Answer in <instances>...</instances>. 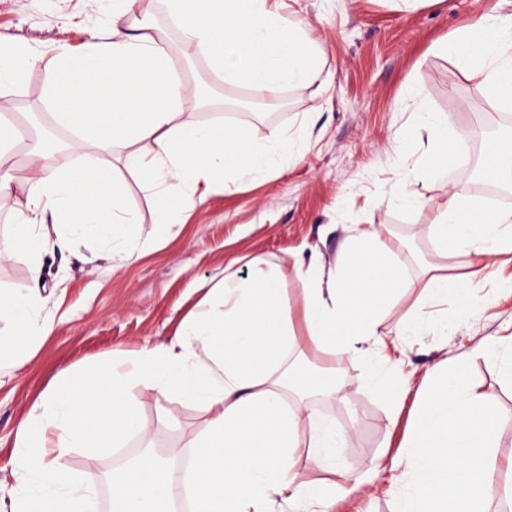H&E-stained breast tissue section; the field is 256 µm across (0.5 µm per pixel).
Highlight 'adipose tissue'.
Listing matches in <instances>:
<instances>
[{
  "label": "adipose tissue",
  "mask_w": 512,
  "mask_h": 512,
  "mask_svg": "<svg viewBox=\"0 0 512 512\" xmlns=\"http://www.w3.org/2000/svg\"><path fill=\"white\" fill-rule=\"evenodd\" d=\"M139 0H113L112 23L80 49L60 44L46 64L47 97L57 118L75 129L76 148L111 152L121 143L142 186L156 198L158 223H172L167 206L204 202L220 186L276 178L307 149L298 134L257 141L236 125L187 121L184 105L198 98L197 85L175 71L162 30L142 25L128 33ZM183 38L228 79L247 80L266 94L284 84L306 87L321 66L297 21L284 14L286 0H167ZM453 59L460 77L484 111L512 109V13L480 15L459 33L432 46ZM33 66L29 49L0 42V87L21 83ZM436 143L420 170L403 171L391 188L397 205L413 199L408 187L439 179L454 163L450 118L434 112L418 93L400 104ZM137 214L125 204L111 170L65 161L38 170L17 211L12 236L0 242V259L26 252L32 280L43 258L68 241L95 239L112 255L128 257L129 227ZM441 254L468 256L465 285L512 253V209L490 210L452 192L431 224ZM302 323L311 344L328 356L369 344L372 378L392 411L408 392L403 367L412 340L444 336L449 329L448 278L432 276L417 302L400 318L393 341L380 330L381 315L395 299L403 268L378 232L363 229L345 247L344 259L325 265L317 253L296 257ZM278 266L254 257L246 274L225 267L199 308L183 318L170 343L59 375L18 425L11 512H89L94 489L82 471L66 466L73 449L88 455L123 447L143 436L137 404L140 384L200 406L205 425L189 445L193 465L175 475L152 456L112 476L113 512H174L173 491L192 500L191 512H336L351 488L328 478L341 462L349 432L317 408L288 400L296 343L290 303ZM0 372L14 368L52 329L35 294L0 291ZM484 359L512 381V336H490L469 352L444 358L427 371L416 393L414 416L393 459L388 492L393 512H491L496 446L495 405L471 381L469 362ZM317 478L301 479L302 459ZM512 500V485L497 494Z\"/></svg>",
  "instance_id": "1"
}]
</instances>
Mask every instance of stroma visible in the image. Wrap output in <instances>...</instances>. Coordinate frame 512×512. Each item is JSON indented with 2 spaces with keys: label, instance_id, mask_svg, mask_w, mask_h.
Here are the masks:
<instances>
[{
  "label": "stroma",
  "instance_id": "stroma-1",
  "mask_svg": "<svg viewBox=\"0 0 512 512\" xmlns=\"http://www.w3.org/2000/svg\"><path fill=\"white\" fill-rule=\"evenodd\" d=\"M113 0H0V41L26 45L33 53L59 43L80 47L92 31L112 21ZM291 9L311 41L323 52L318 77L303 90L282 86L271 94L267 111L236 108V99L254 96L246 81H225L206 56L184 42L171 26L164 0H141L139 14L167 28L176 46L180 73L197 84H211L216 96L187 101L184 117L211 122L231 112L237 125L257 140L301 131L308 151L282 174L262 184L216 190L184 223L163 228L155 222V202L143 190L125 149L100 155L91 149L74 154L79 164L115 169L126 205L137 213L136 241L143 250L131 260L114 259L93 242H75L44 262V277L32 281L29 259L21 252L0 261V289L35 291L44 314L53 320L29 360L0 375V512H11L15 431L31 404L60 374L129 352L142 345L170 342L181 320L203 299L236 258L260 257L282 266L283 289L292 308L301 306V286L293 271L297 255L318 250L326 264L336 263L354 228H376L386 244L400 245L405 268L402 288L383 315V331L393 330L413 305L429 278L426 266L446 268L449 278L467 263L462 254L438 253L431 222L449 192L477 196L474 172L480 171L491 142L512 137V111H480L475 93L461 81L456 61L430 53L434 41L470 25L479 15L512 12V0H446L444 5L406 14L390 11L383 0H293ZM42 66L0 99V119L14 128L0 143V174L11 180L14 196L27 189L33 171L28 160V132L50 142L42 162L57 165L61 147L74 132L61 124L45 100ZM417 90L434 111L450 114L453 127L469 130L473 162L453 166L446 177L411 186L412 205L395 206L390 188L400 167L424 162L431 149L427 133L416 131L399 103ZM512 335V296L495 297L485 307L459 314L447 341L427 336L413 344L404 366L411 386L447 353L471 347L488 336ZM371 354L357 352L336 359L345 383L324 415L350 431L336 483L372 472L399 451L408 422L400 415L387 428L389 403L370 376ZM470 376L491 395L497 416L495 457L500 467L512 463V383L476 361ZM146 427L144 442L128 444V456L143 446L167 459L188 456L187 445L204 426V414L192 403L141 386L131 391ZM69 467L83 471L97 489L92 512H111L110 477L119 464L114 451L87 459L77 448Z\"/></svg>",
  "mask_w": 512,
  "mask_h": 512
}]
</instances>
